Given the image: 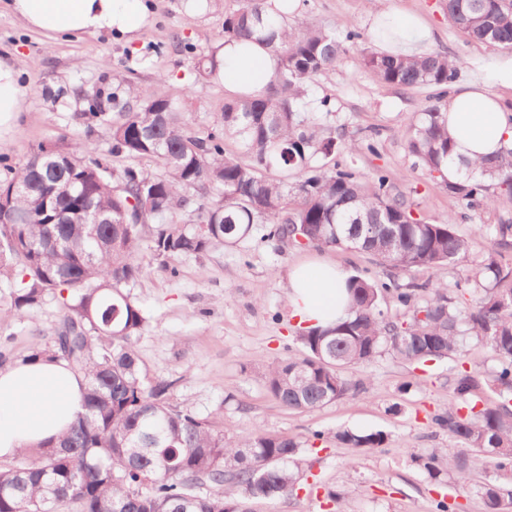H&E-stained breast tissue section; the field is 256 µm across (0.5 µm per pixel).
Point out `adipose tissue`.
Here are the masks:
<instances>
[{
    "label": "adipose tissue",
    "instance_id": "adipose-tissue-1",
    "mask_svg": "<svg viewBox=\"0 0 512 512\" xmlns=\"http://www.w3.org/2000/svg\"><path fill=\"white\" fill-rule=\"evenodd\" d=\"M10 12L28 30L46 37L115 33L127 38L144 27L146 0H10ZM373 35L381 52L425 54L430 27L417 16L376 11ZM218 69L232 91L248 93L270 82L275 59L260 43L227 40ZM448 133L454 156L470 162L512 147V109L488 86L466 83L448 97ZM349 275L336 263L312 259L287 275L290 316L303 329L326 328L346 317ZM84 380L65 361H18L0 368V458L38 452L66 433L82 412Z\"/></svg>",
    "mask_w": 512,
    "mask_h": 512
}]
</instances>
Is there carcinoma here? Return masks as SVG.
<instances>
[{"label": "carcinoma", "mask_w": 512, "mask_h": 512, "mask_svg": "<svg viewBox=\"0 0 512 512\" xmlns=\"http://www.w3.org/2000/svg\"><path fill=\"white\" fill-rule=\"evenodd\" d=\"M289 6L244 0L224 13V37L268 46L277 67L261 92L224 100L210 131H191L167 96L112 121L110 155L149 158L158 170L113 167L75 144L50 158L40 157L41 147L0 181L27 186L0 209V279L12 288L11 310L21 315L48 293L68 291L52 346L26 359L64 360L86 381L83 413L58 446L0 463V512H253L252 501L295 489L291 466L300 442L259 432L227 439L172 404L170 382L145 381L132 345L145 317L123 293L142 275L141 249L167 269L176 257L207 253L267 224L268 236L291 246H352L400 272L463 266L469 244L453 217L417 218L384 171H375L367 187L356 168L334 162L336 141L324 124L330 101L322 100L318 114L307 110L303 85L328 75L348 45L365 37L310 19L290 23ZM447 12L468 41L512 51V0H448ZM362 64L385 86L434 90L404 137L417 164L444 180L449 195L472 210L512 196V149L480 165L462 160L459 178L445 180L443 167L453 158L444 109L457 60L368 50ZM229 141L239 153L227 151ZM220 204L216 216L212 207ZM12 215L26 223H5ZM481 279L460 311L442 288L422 303L417 285L351 276L347 317L302 332V356L266 365L269 394L290 410H315L365 391L349 375L356 365L384 353L411 364L459 361L461 338L470 335L492 351L498 369L488 380L464 368L450 378L468 412L450 406L436 424L459 447L421 458L419 466L434 480L447 466L463 489L481 473L486 512H512V493L502 485L512 479V265L491 258L463 275L465 284ZM384 294L412 313L410 321L385 315ZM486 387L495 397L474 399ZM386 438L382 431L336 432L350 448H379Z\"/></svg>", "instance_id": "1"}]
</instances>
